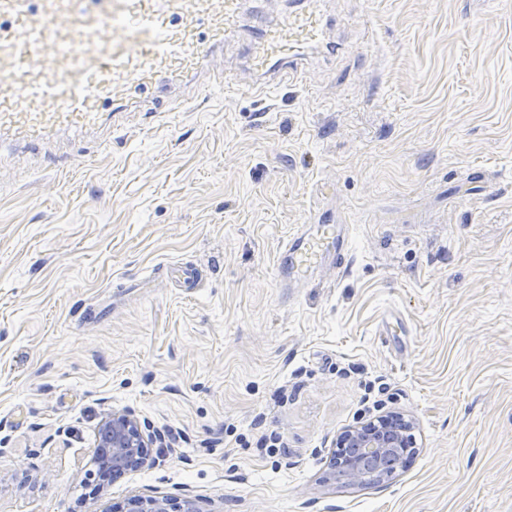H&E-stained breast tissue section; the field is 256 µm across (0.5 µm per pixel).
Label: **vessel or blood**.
I'll use <instances>...</instances> for the list:
<instances>
[{
	"label": "vessel or blood",
	"instance_id": "vessel-or-blood-1",
	"mask_svg": "<svg viewBox=\"0 0 512 512\" xmlns=\"http://www.w3.org/2000/svg\"><path fill=\"white\" fill-rule=\"evenodd\" d=\"M243 0H0V144L36 149L63 130L99 126L161 77L201 68L235 31ZM254 70L324 43L316 0L264 24ZM338 236L332 224L295 236L291 273L307 279Z\"/></svg>",
	"mask_w": 512,
	"mask_h": 512
}]
</instances>
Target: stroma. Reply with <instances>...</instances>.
<instances>
[{
  "label": "stroma",
  "mask_w": 512,
  "mask_h": 512,
  "mask_svg": "<svg viewBox=\"0 0 512 512\" xmlns=\"http://www.w3.org/2000/svg\"><path fill=\"white\" fill-rule=\"evenodd\" d=\"M111 130L0 145V512H512V0H324L253 71L251 10ZM337 225L344 263L279 267ZM162 433L85 499L105 413ZM416 453L336 483L357 421ZM300 10L288 13L281 21L268 24L262 16H256L257 24L264 30L259 44L253 47L251 60L255 71L266 70L272 62L285 61L302 55L312 44L325 43L327 25L317 1H303ZM413 428L411 422L400 416L382 415L359 421L357 425L343 430L334 441L335 449L329 460L335 470L336 457L338 459L336 482L360 485L369 475L382 482L391 481L400 468L401 458L416 447ZM378 483L370 479L360 486L373 488ZM122 506V509L121 507ZM113 512H195L191 499H177L168 496L141 497L128 499L124 505L112 509Z\"/></svg>",
  "instance_id": "1"
}]
</instances>
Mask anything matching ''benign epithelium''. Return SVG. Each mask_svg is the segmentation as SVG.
<instances>
[{
    "instance_id": "1",
    "label": "benign epithelium",
    "mask_w": 512,
    "mask_h": 512,
    "mask_svg": "<svg viewBox=\"0 0 512 512\" xmlns=\"http://www.w3.org/2000/svg\"><path fill=\"white\" fill-rule=\"evenodd\" d=\"M413 425L397 415L377 416L350 426L337 435L329 464L339 467L349 485H359L372 475L380 481L391 480L400 468V460L416 447ZM98 444L84 486L97 495L105 482L100 474L112 470V477L122 478L127 472L146 465L149 456L144 449L164 444V436H146L137 419L128 410L104 414L98 431ZM113 512H195L192 500L168 496L129 499Z\"/></svg>"
}]
</instances>
